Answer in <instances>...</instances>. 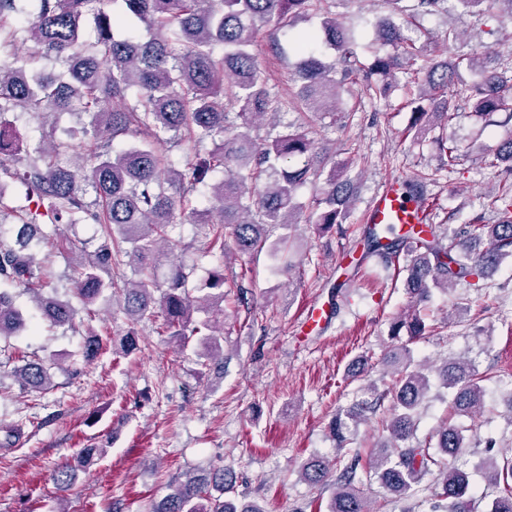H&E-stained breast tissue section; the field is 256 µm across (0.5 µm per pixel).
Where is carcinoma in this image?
<instances>
[{"instance_id":"cac0c4a2","label":"carcinoma","mask_w":512,"mask_h":512,"mask_svg":"<svg viewBox=\"0 0 512 512\" xmlns=\"http://www.w3.org/2000/svg\"><path fill=\"white\" fill-rule=\"evenodd\" d=\"M18 2L0 0V35L11 41L34 42L60 64L61 71L32 73L16 62L1 63L0 117L17 110L37 116L76 110L90 121L67 131L65 140L56 138L52 128L42 132L20 176L26 199L34 206L19 208L22 223L13 227L14 244L1 240L4 222L0 220V339L19 335L26 325L13 290L31 294L51 326L71 328L79 312L72 300L82 306L94 303L112 287L108 278L112 266L124 261L135 276L122 289L121 310L129 329L119 343L112 344V353L119 357L133 354L137 350L134 325L159 314L163 331L183 345L194 336L201 337L205 350L198 357L203 366H220L224 355L215 326L208 319H193V313L224 302V274L216 270L203 285L191 287L184 266L173 263L163 284L154 279L156 265L181 247V240L171 235L176 215L207 229L212 250L224 249V238L231 237L240 257L263 247L269 229L280 227L285 233L278 237L274 252L281 257V271L290 275L296 265L288 261L292 247L288 230L297 217L307 209L308 223L320 231L340 229L355 193L353 182L344 177L347 162L327 163L307 135H279L260 143L252 135L254 128L300 104L314 113L334 112L347 85L360 79L374 80L376 93L384 96L397 72H422L426 89L418 96L415 120L406 131L417 142L425 127L444 130L455 118L447 90L462 67L479 75V80L457 91L473 102L475 116L486 118L507 111L512 119V97L503 90L499 73L489 68L487 48L476 46L453 61H434L403 35L398 20L421 12L442 13L447 0H385L389 14L374 25V39L394 46L395 52L376 54L367 65L359 59L351 25L332 13L323 18L320 29L297 33V91L291 101L271 95L264 72L249 51L253 34L261 26L291 27L310 10L322 9L327 0H27V19L13 28L8 20L21 12ZM110 2L121 4L126 20L151 29L152 38H115L112 13L106 10ZM456 2L470 13L481 11L487 3L512 16V0ZM89 15L96 32L92 41L81 35ZM316 43L336 53L341 71L325 66L309 50ZM133 87L139 88L140 95L130 103L128 91ZM79 135L92 141L82 164L70 168L52 164L50 157L70 149L69 140ZM129 135L136 140L110 152L111 141ZM206 140L213 149L197 161L187 157L183 171L156 149L160 142L198 144ZM435 143L444 163L455 165L457 146L448 143L446 136L436 137ZM18 152L15 127L0 120V176L16 175L12 164ZM292 156L305 157L304 163L293 169L282 167ZM484 165L512 169V132L488 151ZM210 172L221 173V178L211 185V201L199 202L197 185ZM320 180L323 186L311 204L298 201L300 187H315ZM89 194L93 199L87 198ZM499 214L497 223L470 224L462 238L446 246L434 234L396 235L384 244L374 225L366 226V254L377 257L387 269L405 257L409 306L393 318L389 336L397 340L404 331L407 340L385 357L394 367L395 383L383 391L368 385L363 389L366 398L331 422L332 436L342 448L356 430L361 413L388 399L384 440L365 454L355 449L331 460L312 457L301 467L306 481L333 489L328 512H374L361 488L363 476L372 473L385 492L396 498L408 495L432 476L441 487L433 512H477L468 474L448 467L447 457L466 447L463 429L446 422L425 441L416 440L418 407L429 391L430 379L423 368L411 366L410 344L429 334L419 305L432 290L446 292L512 254V202L504 203ZM87 221L102 228V242L94 252L77 257L70 276L72 298L43 294L47 274L34 248L57 246L58 225ZM195 291L203 296H192ZM54 365L53 360H29L16 367L14 374L24 390L39 391L50 383ZM441 376L444 387L454 390L456 413L480 414L484 387L471 361H449ZM73 473V466L64 462L55 468L53 480L59 488H67ZM484 474L494 494L488 512H512V460L500 465L489 458ZM236 482V473L225 467L206 476L188 477L172 487L151 512H263L238 504Z\"/></svg>"}]
</instances>
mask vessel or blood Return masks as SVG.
Here are the masks:
<instances>
[{"label": "vessel or blood", "instance_id": "obj_1", "mask_svg": "<svg viewBox=\"0 0 512 512\" xmlns=\"http://www.w3.org/2000/svg\"><path fill=\"white\" fill-rule=\"evenodd\" d=\"M366 220L380 227L405 230L410 226L427 223L424 204L407 190L403 179L390 180L370 204Z\"/></svg>", "mask_w": 512, "mask_h": 512}]
</instances>
